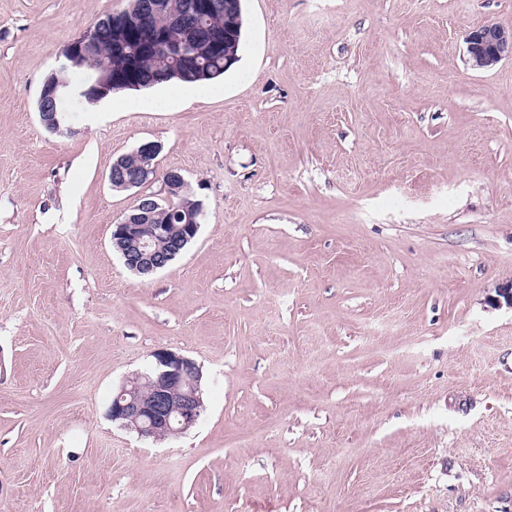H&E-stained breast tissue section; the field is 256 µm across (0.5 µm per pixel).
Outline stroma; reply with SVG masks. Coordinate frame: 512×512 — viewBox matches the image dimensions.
<instances>
[{
    "label": "stroma",
    "instance_id": "1",
    "mask_svg": "<svg viewBox=\"0 0 512 512\" xmlns=\"http://www.w3.org/2000/svg\"><path fill=\"white\" fill-rule=\"evenodd\" d=\"M125 0H0V512H512V0H242L223 77L65 99L45 75ZM161 146L203 200L131 273L112 230ZM167 349L204 412L144 440L113 393ZM241 447H233L234 438ZM466 44L470 66L490 69L504 59H512V27L484 24L466 37ZM63 99L57 102V112H54V105L52 104L54 102V94H45L42 89L37 102V110L41 122L48 130L59 134L73 135L76 133V130L71 126L64 125V112L61 109ZM59 112L62 113L61 116Z\"/></svg>",
    "mask_w": 512,
    "mask_h": 512
}]
</instances>
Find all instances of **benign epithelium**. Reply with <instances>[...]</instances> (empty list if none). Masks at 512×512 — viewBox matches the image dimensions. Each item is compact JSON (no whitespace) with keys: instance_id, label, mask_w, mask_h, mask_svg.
Here are the masks:
<instances>
[{"instance_id":"benign-epithelium-1","label":"benign epithelium","mask_w":512,"mask_h":512,"mask_svg":"<svg viewBox=\"0 0 512 512\" xmlns=\"http://www.w3.org/2000/svg\"><path fill=\"white\" fill-rule=\"evenodd\" d=\"M216 0H183L175 6L172 0H141L131 15L107 23L88 24L80 37L67 45L63 60L51 72L55 87L67 90V75L84 64L94 36L100 29H107L112 41V57L126 60L123 68L112 70L105 62L98 71V78L87 93L102 99L112 92V87L138 88L141 84H161L172 77L196 78L201 75L198 53L183 45H174L170 53L175 59L171 70H160L149 76L139 66V58L153 55L159 44L151 38L149 30L154 19L166 16L174 25L184 24L185 19L201 22L216 12ZM470 66L477 70L490 69L504 59H512V27L488 23L466 37ZM54 95L40 93L37 110L43 125L59 134L73 135L77 130L64 125V116L54 111ZM160 147L154 142L137 146L130 156L139 160L137 170L127 168V156L117 158L111 167L109 181L112 188L131 190L143 187L141 179L148 173L161 183L156 193L144 194L139 203L115 225L112 241H119L117 249L125 266L132 272L150 277L166 268L176 252L164 249L171 241L182 247L198 234L204 205L199 203L187 208L176 202L181 186L186 183L177 169L160 168ZM158 210L177 214L178 222L154 224L153 215ZM155 364L149 371L127 379L112 397V421L124 428H132L144 438L159 440L184 433L199 421L204 410L201 397L202 375L190 359L169 351L154 354ZM151 386L147 395L141 386Z\"/></svg>"}]
</instances>
